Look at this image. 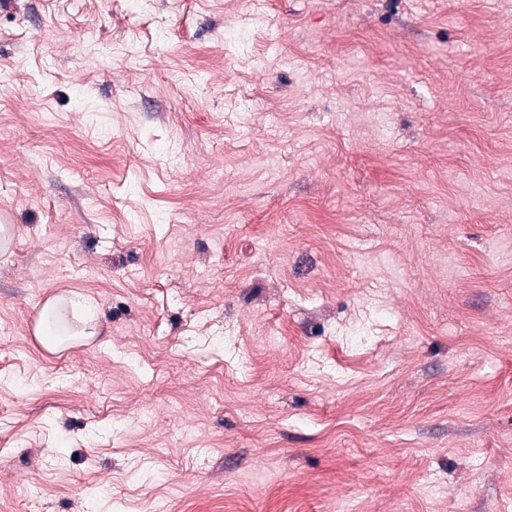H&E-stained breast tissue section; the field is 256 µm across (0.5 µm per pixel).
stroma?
<instances>
[{
    "mask_svg": "<svg viewBox=\"0 0 512 512\" xmlns=\"http://www.w3.org/2000/svg\"><path fill=\"white\" fill-rule=\"evenodd\" d=\"M0 211V512H512V0H0ZM60 317L66 325L61 337H50V333L36 325V336L47 349H55L63 341L88 338L95 335V305L90 298L80 292L71 291L63 297L50 298L43 307L41 316Z\"/></svg>",
    "mask_w": 512,
    "mask_h": 512,
    "instance_id": "1",
    "label": "stroma"
}]
</instances>
